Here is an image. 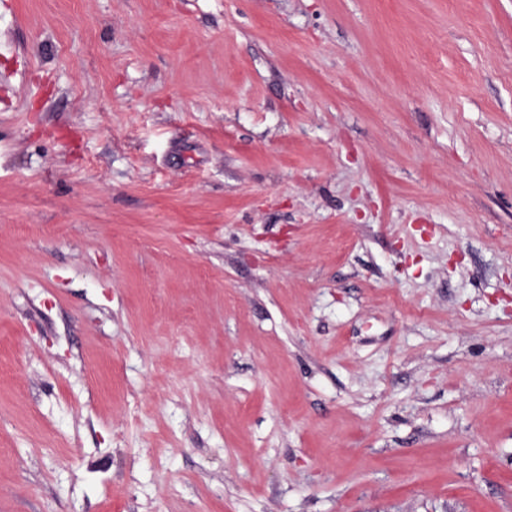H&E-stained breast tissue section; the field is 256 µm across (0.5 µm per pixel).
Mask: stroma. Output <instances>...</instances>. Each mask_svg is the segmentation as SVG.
I'll return each instance as SVG.
<instances>
[{"mask_svg": "<svg viewBox=\"0 0 512 512\" xmlns=\"http://www.w3.org/2000/svg\"><path fill=\"white\" fill-rule=\"evenodd\" d=\"M0 512H512V0H0Z\"/></svg>", "mask_w": 512, "mask_h": 512, "instance_id": "1", "label": "stroma"}]
</instances>
